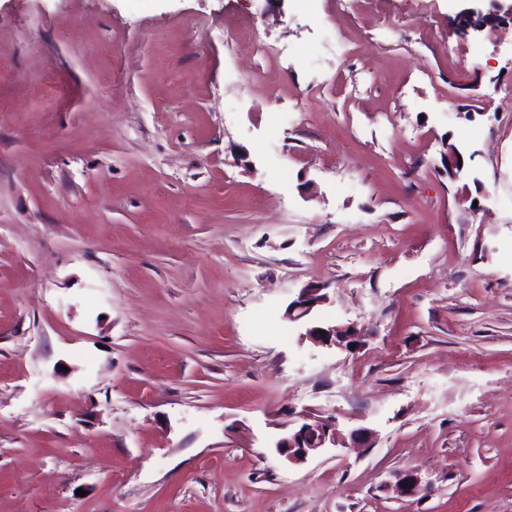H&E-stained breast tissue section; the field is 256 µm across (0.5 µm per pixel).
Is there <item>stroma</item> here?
<instances>
[{
  "instance_id": "obj_1",
  "label": "stroma",
  "mask_w": 512,
  "mask_h": 512,
  "mask_svg": "<svg viewBox=\"0 0 512 512\" xmlns=\"http://www.w3.org/2000/svg\"><path fill=\"white\" fill-rule=\"evenodd\" d=\"M424 5L0 0V512H512V25ZM498 12H500V9L484 14L477 8H467L457 15L456 24L466 35L471 33L478 35L485 30H488V33H493L501 24L505 22L512 23V6L509 7L503 15ZM326 289L320 284L301 288L296 299L288 304L286 317L298 324L300 341L322 348L350 349L352 344L361 343L362 335L354 326L322 322L314 317V312L328 301ZM321 331H325V335ZM340 428L335 415H316L304 411L296 420L282 426L272 448L291 463H302L326 448H369L373 432L364 426Z\"/></svg>"
}]
</instances>
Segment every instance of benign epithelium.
Here are the masks:
<instances>
[{"mask_svg":"<svg viewBox=\"0 0 512 512\" xmlns=\"http://www.w3.org/2000/svg\"><path fill=\"white\" fill-rule=\"evenodd\" d=\"M505 22L512 23V6L504 13H484L477 8H467L456 17V24L466 34L478 35L485 31L497 30ZM463 154L454 146H448L446 165L448 175L456 179L463 172L459 162ZM328 295L325 286L307 285L300 289L286 312L288 320L298 324L299 339L317 347L349 349L361 342V334L354 326H342L322 322L314 317V312L326 304ZM373 432L364 426L340 428L335 415H316L304 411L297 419L282 426V432L274 440L276 453L291 463H302L309 457L327 448H369ZM395 492L400 497L416 496L420 492V480L415 470L404 471L395 484Z\"/></svg>","mask_w":512,"mask_h":512,"instance_id":"obj_1","label":"benign epithelium"}]
</instances>
